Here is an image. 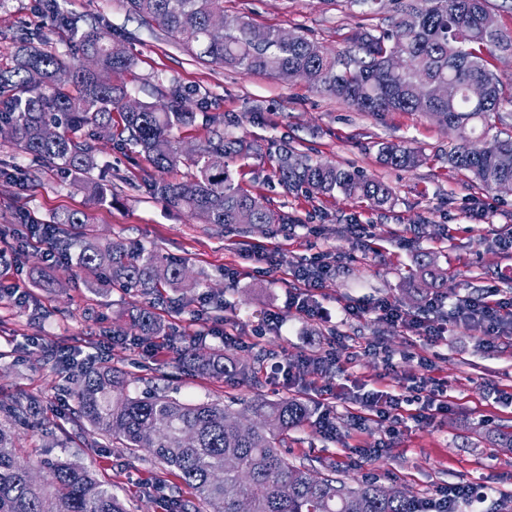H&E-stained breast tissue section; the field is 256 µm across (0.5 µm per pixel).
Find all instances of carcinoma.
I'll list each match as a JSON object with an SVG mask.
<instances>
[{"label":"carcinoma","instance_id":"cac0c4a2","mask_svg":"<svg viewBox=\"0 0 512 512\" xmlns=\"http://www.w3.org/2000/svg\"><path fill=\"white\" fill-rule=\"evenodd\" d=\"M142 21L184 42L197 58L244 73L271 74L289 81L302 71L320 91L363 112H431L442 117L454 134L448 165L470 174L474 181L495 189L512 183V167L498 156L512 154V130H499L490 139L473 137L475 123L492 129L499 117L502 90L499 77L485 58L492 47L506 48L509 38L484 21L492 14L486 0H397L391 29L379 36L364 32L353 46L332 53L320 42L297 34L291 42L281 31L259 28L242 17L224 15V0H128ZM53 25L76 40L82 57H98L114 73L129 71L134 58L112 34L59 9L57 0H39ZM222 14L223 33H210L211 17ZM401 59L393 71L388 57ZM455 89L452 96L434 93L437 84ZM487 87L482 101L466 95L467 87ZM12 98L0 108V134L34 160L63 174L83 179V187L98 203L112 195V185L91 176L98 167L95 142L108 139L122 149L137 148L154 168L166 173L187 163L189 180L158 179L149 192L167 204L187 210L204 224L244 227V215L253 224H284L288 217L272 210L261 198L244 190L226 166L211 158L248 151L243 139L224 135V123L212 122L204 143L182 151L173 129L191 125L196 113L184 108L177 86L157 90L158 101L141 102L131 112L123 86L104 82L96 72L69 64L56 53L35 46L34 37L19 38L13 64L0 67V90ZM121 118L114 128L112 112ZM57 130L53 139L44 136ZM380 159L399 168H411L420 156L410 148L389 142L378 144ZM279 178L288 190L306 188L320 194L335 190L363 198L376 207L389 203L392 193L381 182L355 171L308 160L292 162L280 156ZM82 212L55 215L46 225H31L34 235L51 234L56 246L71 254L80 271L99 278L109 275L125 290L149 296L161 288L185 287V262L166 258L154 249L121 240H103L85 229ZM76 229L58 237L59 226ZM445 272L436 256L424 253L416 260L412 287L438 288ZM133 327L153 336L166 335L151 305L140 308ZM183 366L201 374L231 375L244 368L219 351L206 356L185 349ZM79 382L74 390L72 421L88 424L118 447L136 455L149 450L164 471L179 475L197 501L181 497L170 501V512H416L407 495H388L374 481L353 487L333 475L315 476L297 466L281 451L288 431L303 425L310 408L296 398L258 399L245 413H231L214 403H192L163 394L132 396L123 373L106 360L76 364ZM36 401L0 407V512H128L124 500L83 465L70 460H46L38 468L46 482L32 480L33 465L20 460L18 428L36 414Z\"/></svg>","mask_w":512,"mask_h":512}]
</instances>
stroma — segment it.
<instances>
[{
	"mask_svg": "<svg viewBox=\"0 0 512 512\" xmlns=\"http://www.w3.org/2000/svg\"><path fill=\"white\" fill-rule=\"evenodd\" d=\"M58 3L68 14L110 26L113 37L124 40L135 66L120 80L131 96L151 102L159 86L182 89L186 107L197 114L195 123L177 133L183 147L206 139L207 116L223 118L225 135L251 146L249 153L227 159L232 178L288 221L246 235L235 226L199 223L146 191L145 181L157 171L145 155L106 139L98 143L94 176L111 182L112 201L94 203L72 177L31 164L0 136V167L31 175L24 188L0 180V286L20 290L0 300V404L37 398L57 424L50 436L37 426L20 429L21 456L79 462L124 499L129 512H168L170 495L192 497L177 475L160 472L148 451L131 456L96 431L65 422L74 400L52 354L62 347L108 357L137 395L159 392L222 403L236 412L257 397L301 398L336 426L328 435L310 420L288 433L286 455L314 474L333 473L352 485L373 480L420 501L439 498L451 486L488 484L494 491L483 502L456 504V512H512V448L502 439L512 433V333L501 332L489 345L482 327L460 321L446 340L431 343L373 310L383 299L413 315L433 296L448 305L493 289L512 296V193L485 189L449 169L454 135L431 113L361 112L304 80L285 82L197 60L181 42L146 26L125 0ZM394 10V0L370 8L353 0H224L227 16L305 34L334 51L348 49L357 32L388 29ZM23 31L43 33L56 53L71 51L66 34L51 27L36 0H0V65L10 63ZM383 141L418 151L420 165L384 164L378 155ZM283 147L385 183L393 193L391 206L379 209L337 191H286L278 177ZM19 212L42 221L86 213L103 239L154 246L184 260L188 279L205 277L222 303L177 291L174 303L156 309L174 340L163 354H153L160 337L129 328L144 296L107 284L90 290L85 275L66 263L48 269L53 287L32 285L44 260L33 249L24 265L16 264L8 226ZM354 224L363 225L362 234L351 233ZM260 248L277 252V264L255 261ZM426 251L437 255L445 284L435 290L407 287L417 255ZM313 257L330 271L317 296L323 315L309 319L289 299L302 286L301 265ZM350 301L366 307L362 318L344 316L342 307ZM273 312L281 328L267 326ZM228 332L243 337V344H225ZM196 336L206 339L202 351L221 349L239 363L255 364V378L184 369L178 353ZM331 347L336 362L329 369L300 368L302 382L291 389L272 383L274 363ZM420 381L448 392L447 412L428 425L414 419L421 402L411 387ZM376 390L398 397V425L361 407L363 393Z\"/></svg>",
	"mask_w": 512,
	"mask_h": 512,
	"instance_id": "stroma-1",
	"label": "stroma"
}]
</instances>
